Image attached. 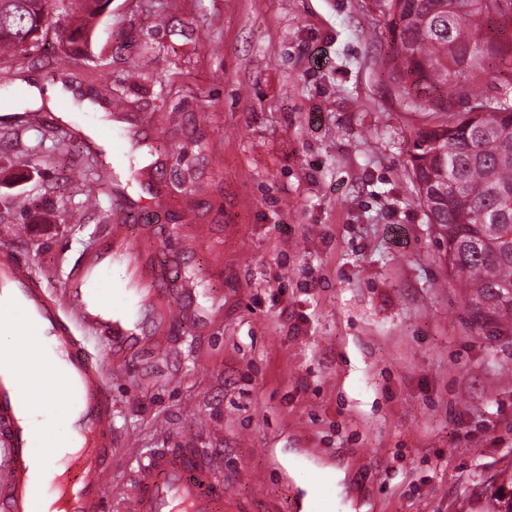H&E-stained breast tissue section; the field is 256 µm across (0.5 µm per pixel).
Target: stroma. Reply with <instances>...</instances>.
<instances>
[{
    "label": "stroma",
    "instance_id": "1",
    "mask_svg": "<svg viewBox=\"0 0 512 512\" xmlns=\"http://www.w3.org/2000/svg\"><path fill=\"white\" fill-rule=\"evenodd\" d=\"M56 21L0 55V246L62 295L112 222L83 131L110 112L131 229L187 312L106 377L115 476L189 431L260 512L341 467L340 512H507L512 335L473 321L418 201L427 117L391 83L380 0H110L62 66ZM33 83L75 96L35 112Z\"/></svg>",
    "mask_w": 512,
    "mask_h": 512
}]
</instances>
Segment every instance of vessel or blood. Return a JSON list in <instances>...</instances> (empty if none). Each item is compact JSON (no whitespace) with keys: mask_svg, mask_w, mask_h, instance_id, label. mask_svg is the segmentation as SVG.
Masks as SVG:
<instances>
[{"mask_svg":"<svg viewBox=\"0 0 512 512\" xmlns=\"http://www.w3.org/2000/svg\"><path fill=\"white\" fill-rule=\"evenodd\" d=\"M135 203L115 213L105 240L66 274L62 297L46 294L24 272L16 252L0 248V322L18 324L36 339L33 363L53 360L65 385L64 421L74 449L54 455L60 438L40 431L25 395L26 379L0 359V512H103L106 504L132 503L135 512H247L224 479L221 451L200 448L186 434L179 449L151 448L134 458L129 479L112 478V395L107 372H125L155 336L173 331L183 312L161 278L145 275L153 252L129 220ZM126 267L113 281V265ZM107 337L111 355L100 365L87 358L76 335Z\"/></svg>","mask_w":512,"mask_h":512,"instance_id":"obj_1","label":"vessel or blood"}]
</instances>
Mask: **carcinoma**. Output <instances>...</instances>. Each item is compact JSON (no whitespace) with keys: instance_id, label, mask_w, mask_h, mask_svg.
<instances>
[{"instance_id":"cac0c4a2","label":"carcinoma","mask_w":512,"mask_h":512,"mask_svg":"<svg viewBox=\"0 0 512 512\" xmlns=\"http://www.w3.org/2000/svg\"><path fill=\"white\" fill-rule=\"evenodd\" d=\"M101 0H0V51L39 40L48 10L70 15L60 43L86 40ZM391 76L406 106L448 120L416 131L409 157L445 261L472 317L512 332V0H382ZM487 78V90L472 85Z\"/></svg>"}]
</instances>
